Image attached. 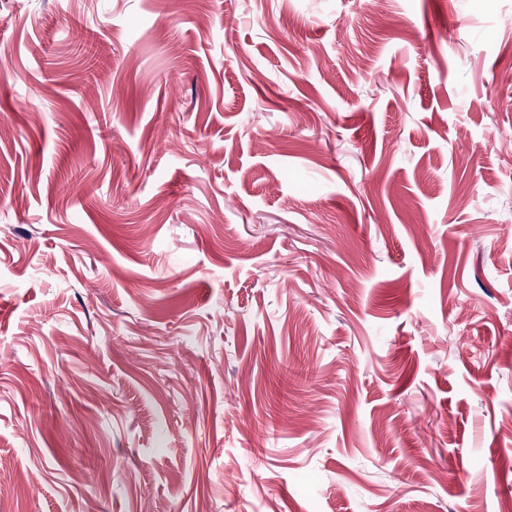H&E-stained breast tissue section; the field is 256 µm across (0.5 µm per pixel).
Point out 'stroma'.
I'll return each mask as SVG.
<instances>
[{
  "label": "stroma",
  "instance_id": "1",
  "mask_svg": "<svg viewBox=\"0 0 512 512\" xmlns=\"http://www.w3.org/2000/svg\"><path fill=\"white\" fill-rule=\"evenodd\" d=\"M512 0H0V512H512Z\"/></svg>",
  "mask_w": 512,
  "mask_h": 512
}]
</instances>
